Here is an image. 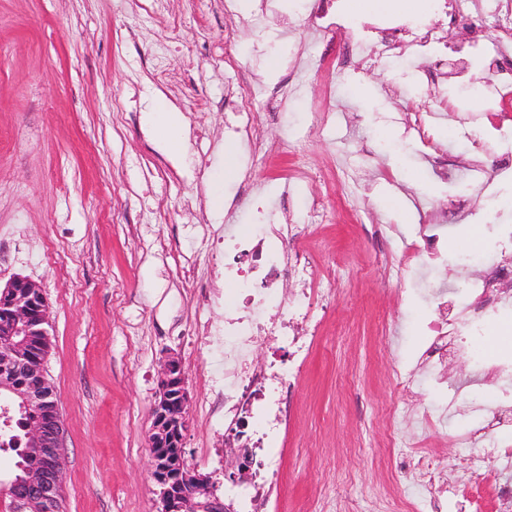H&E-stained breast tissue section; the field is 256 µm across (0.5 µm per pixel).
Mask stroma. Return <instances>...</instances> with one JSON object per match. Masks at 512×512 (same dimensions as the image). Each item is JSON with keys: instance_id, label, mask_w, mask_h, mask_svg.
<instances>
[{"instance_id": "obj_1", "label": "stroma", "mask_w": 512, "mask_h": 512, "mask_svg": "<svg viewBox=\"0 0 512 512\" xmlns=\"http://www.w3.org/2000/svg\"><path fill=\"white\" fill-rule=\"evenodd\" d=\"M234 15L224 0H0V281H37L49 303L47 371L65 430L66 512H159L147 439L157 377L167 355L183 366L191 401L185 438L189 463L212 475L216 494L237 503L240 485L224 475V428L208 406L215 327L231 306L204 305L193 283L230 294L222 261L208 254L213 233L250 223L264 199L273 223L303 224V241L321 256L320 273H341L343 290L324 319L293 394L294 418L281 450L278 512H306L330 494L331 512L354 502L382 512L373 490L385 473L388 421L381 409L404 407L401 434L427 443L446 512H460L456 487L469 468L497 476L503 462L487 446L512 443V428L491 431L486 445L462 448L457 437L479 415L462 413L426 431L418 412L444 403V388L425 376L402 395L395 367L415 368L434 309L430 288L468 287L475 274L460 260L472 251L490 266L512 263L496 248L485 218L496 204L512 219V180L496 177L495 158L512 141L482 154L495 201L465 180L445 182L405 125V110L438 101L444 121L430 136L458 168H468L477 119L501 112L459 78L486 84L487 70L451 55L443 63L412 52L371 64L354 53L332 78L352 35L313 21L344 0H248ZM421 22L440 42L468 43L474 31L496 36L476 15L452 27L427 9ZM260 92L255 120L265 150L247 160L227 132L239 85ZM165 101L187 136L169 156L147 122ZM240 173L224 177V149ZM223 195L216 208L215 195ZM332 207L311 227L310 208ZM448 217V261L429 286L391 281L389 252L416 236L423 212ZM392 332L375 342L374 326ZM475 356L449 358L455 381H469L467 402L492 409L493 384H471Z\"/></svg>"}]
</instances>
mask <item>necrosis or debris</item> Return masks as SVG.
<instances>
[{"instance_id": "necrosis-or-debris-1", "label": "necrosis or debris", "mask_w": 512, "mask_h": 512, "mask_svg": "<svg viewBox=\"0 0 512 512\" xmlns=\"http://www.w3.org/2000/svg\"><path fill=\"white\" fill-rule=\"evenodd\" d=\"M468 7L451 15V22L468 20L479 11L501 24L494 41L474 38L476 58L492 76L484 87L486 98L512 99V0H466ZM448 234L446 219L428 215L425 226L410 248L393 256L391 268L398 280L425 277L443 261V239ZM300 233L292 224H250L240 227L228 224L223 234L212 237L215 252L224 256V280L234 287L233 312L215 331L219 340L216 355L224 367L220 377L223 388L211 406L213 417L223 420L231 431L234 444L254 451L256 473L251 487L244 492V512H273L274 493L281 468L280 448L291 423L290 397L294 382L307 363L318 328L299 336L291 329L292 320L305 309L328 308L336 299L338 284L324 281L316 271L314 254L299 243ZM512 279V266H502L475 279L467 294L453 289H434L432 302L435 316L427 323V336L422 363L438 366L448 354V327L452 323L449 309L464 312L478 307L495 315L512 307V300L500 297L499 280ZM295 279L303 284L302 300L285 301L281 296L284 281ZM284 338L293 348L292 362L282 367L277 361L254 364L251 352L261 339ZM403 441L398 429L387 437L388 460H391L390 481L393 490L387 499L388 512H445L444 490L436 489V478L428 465H419L414 472L395 467ZM412 483L423 493L412 499L400 487Z\"/></svg>"}]
</instances>
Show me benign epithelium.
Returning a JSON list of instances; mask_svg holds the SVG:
<instances>
[{
    "mask_svg": "<svg viewBox=\"0 0 512 512\" xmlns=\"http://www.w3.org/2000/svg\"><path fill=\"white\" fill-rule=\"evenodd\" d=\"M3 295L11 303L0 302V387L10 386L13 374L27 370L36 385L19 393L30 420L24 428L29 446L23 475L10 483L11 509L15 512H64L60 477L65 463V426L59 408L49 410L55 397L49 387L45 361L33 356L29 337L49 335L48 303L37 282L17 277L7 281ZM189 393L181 361L168 358L157 378L148 435L151 477L160 487V512H232L216 496L211 476L186 462L184 439L190 427L187 415ZM250 448H227L225 456L234 462L228 478L240 484L253 481Z\"/></svg>",
    "mask_w": 512,
    "mask_h": 512,
    "instance_id": "benign-epithelium-1",
    "label": "benign epithelium"
}]
</instances>
